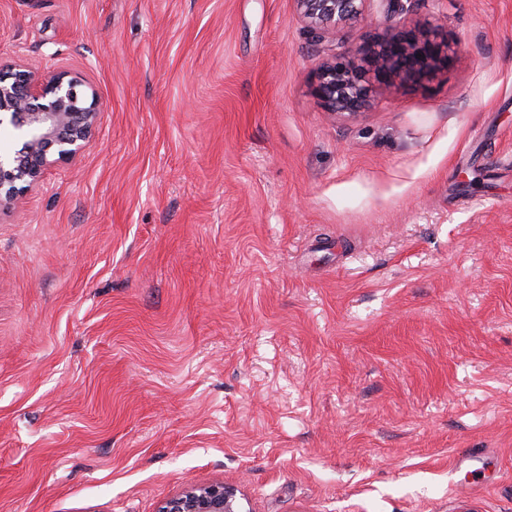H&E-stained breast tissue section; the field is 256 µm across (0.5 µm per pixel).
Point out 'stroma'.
Returning <instances> with one entry per match:
<instances>
[{
    "mask_svg": "<svg viewBox=\"0 0 512 512\" xmlns=\"http://www.w3.org/2000/svg\"><path fill=\"white\" fill-rule=\"evenodd\" d=\"M337 119L294 0H0L103 110L0 209V512H512V0ZM238 490L224 481L204 485L190 484L167 499L159 512H251L244 510Z\"/></svg>",
    "mask_w": 512,
    "mask_h": 512,
    "instance_id": "stroma-1",
    "label": "stroma"
}]
</instances>
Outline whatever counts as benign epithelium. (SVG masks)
<instances>
[{"mask_svg": "<svg viewBox=\"0 0 512 512\" xmlns=\"http://www.w3.org/2000/svg\"><path fill=\"white\" fill-rule=\"evenodd\" d=\"M305 27L322 39L356 25L372 0H294ZM384 32L336 52L314 75L313 90L337 117L369 106L381 83L411 85L432 78L456 52L439 26H406L414 0H387ZM101 112L96 93L76 73L0 64V124L21 132V145L0 155V207L37 187L44 171L75 158L94 134ZM159 512H251L237 489L224 481L190 484L167 499Z\"/></svg>", "mask_w": 512, "mask_h": 512, "instance_id": "1", "label": "benign epithelium"}]
</instances>
